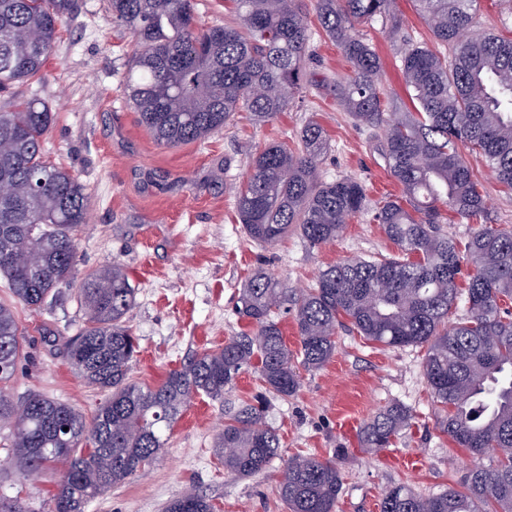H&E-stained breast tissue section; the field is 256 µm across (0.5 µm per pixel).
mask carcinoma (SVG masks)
I'll use <instances>...</instances> for the list:
<instances>
[{"mask_svg": "<svg viewBox=\"0 0 512 512\" xmlns=\"http://www.w3.org/2000/svg\"><path fill=\"white\" fill-rule=\"evenodd\" d=\"M230 2L229 20L201 27L193 0H107L112 21L134 41L125 73L129 103L160 146L202 140L241 113L266 122L293 104L310 38L306 16L295 0ZM411 2L451 55L406 47L399 62L414 111L386 119L391 103L378 82L380 58L355 24L393 16L397 0H315L320 28L350 64L336 81L337 103L356 123L384 127L381 152L402 196L379 203L373 220L396 255L340 261L300 293L257 270L238 307L254 330L194 354L154 386L130 380L138 340L126 315L137 289L116 262L87 273L77 291L84 323L63 352L89 386L106 393L88 418L40 394L13 402L5 384L21 357L20 333L11 306L0 302V427L11 431L22 475L63 466L53 512H85L91 500L150 466L187 401L200 393L224 398L255 359L266 391L295 394L297 366L314 371L328 363L336 328L345 325L369 342L426 347L423 374L445 411L441 427L471 458L459 487L425 497L397 484L382 495L380 512H512V312L502 305L512 299V229L483 224L462 250L442 229L450 213L469 220L487 211L462 149L484 157L512 191V36L476 30V0ZM73 7V0H0V91L40 74ZM52 121L38 98L0 109V184L12 188L0 198V276L14 300L33 308L72 283L76 232L92 201L85 185L45 159ZM326 151L325 132L311 120L295 146L276 142L249 152L236 208L252 240L271 246L295 231L321 245L365 210L357 180L320 178ZM461 295L465 313L450 324ZM289 301L296 351L275 319ZM412 419L401 404L384 408L364 425L366 447H389ZM279 448L263 402L245 401L217 434L214 455L224 472L246 479L265 470ZM276 489L288 512H334L341 489L336 459L289 458ZM166 512L213 506L189 491Z\"/></svg>", "mask_w": 512, "mask_h": 512, "instance_id": "carcinoma-1", "label": "carcinoma"}]
</instances>
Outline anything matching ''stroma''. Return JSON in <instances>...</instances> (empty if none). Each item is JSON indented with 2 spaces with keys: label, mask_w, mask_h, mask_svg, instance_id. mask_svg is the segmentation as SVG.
<instances>
[{
  "label": "stroma",
  "mask_w": 512,
  "mask_h": 512,
  "mask_svg": "<svg viewBox=\"0 0 512 512\" xmlns=\"http://www.w3.org/2000/svg\"><path fill=\"white\" fill-rule=\"evenodd\" d=\"M297 4L310 18L306 81L294 107L266 122L239 117L205 140L158 146L127 99L123 76L133 41L113 24L106 0H75L40 77L0 97L5 108L35 96L54 113L45 155L92 195L76 235L75 276L116 261L138 290L126 316L140 343L130 372L136 382H160L192 354L250 332L237 305L256 269L299 290L336 262L396 252L373 219L380 201L401 193L381 155L383 131L356 124L337 104L334 84L350 67L315 20L314 0ZM358 31L382 58L385 98L408 107L400 53L410 41L431 43L429 28L410 0H398L395 18L359 24ZM312 119L329 142L319 164L322 179H356L366 190L367 208L334 241L313 246L293 232L275 246L259 245L248 238L236 212L235 185L246 172V153L269 142L295 144ZM466 160L484 187L491 223L512 228V192L481 156L470 152ZM0 301L13 303L1 278ZM13 305L24 352L9 383L14 402L42 394L91 415L104 395L79 377L62 349L63 340L82 326L74 290L62 289L37 310ZM424 354L421 347H386L337 328L336 353L324 367L301 371L294 395L267 397L265 421L280 437L279 457L263 472L237 479L225 474L213 445L229 412L263 390L254 368H247L223 400L193 395L146 473L112 487L86 512H165L170 500L190 489L205 495L215 512H287L276 485L284 459L298 454L335 458L342 480L335 512H379L382 493L392 485L423 496L457 486L469 456L440 428L444 411L426 385ZM392 402L412 410L410 426L390 447H365L364 423ZM61 478L58 465L23 477L9 433L0 431V495L21 497L28 512H51Z\"/></svg>",
  "instance_id": "1"
}]
</instances>
